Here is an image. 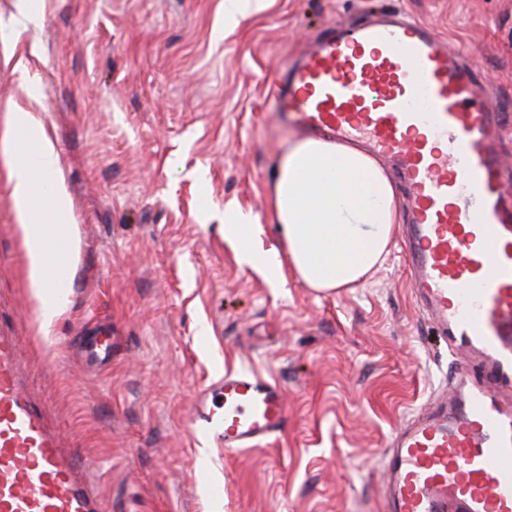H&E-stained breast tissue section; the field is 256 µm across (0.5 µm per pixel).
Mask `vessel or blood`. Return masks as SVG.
<instances>
[{
    "mask_svg": "<svg viewBox=\"0 0 512 512\" xmlns=\"http://www.w3.org/2000/svg\"><path fill=\"white\" fill-rule=\"evenodd\" d=\"M274 109L297 128L363 143L408 197L411 283L461 358L452 395L405 421L384 457L387 512H512V195L502 125L475 72L403 12L339 24L289 64ZM15 337L0 335V512H102L96 463L62 447L25 391ZM479 362L483 377L468 372ZM276 380L225 372L189 416L228 450L280 431Z\"/></svg>",
    "mask_w": 512,
    "mask_h": 512,
    "instance_id": "1",
    "label": "vessel or blood"
}]
</instances>
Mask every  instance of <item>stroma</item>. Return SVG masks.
<instances>
[{"label":"stroma","instance_id":"35a3bbf8","mask_svg":"<svg viewBox=\"0 0 512 512\" xmlns=\"http://www.w3.org/2000/svg\"><path fill=\"white\" fill-rule=\"evenodd\" d=\"M25 6L40 28L18 30ZM377 11L420 20L479 72L512 168V0H265L233 28L224 0H0V323L64 447L99 461L105 512H385L388 440L458 366L414 298L401 234L365 281L319 293L287 266L268 281L221 231L232 207L281 246L274 171L302 133L274 110L275 77L327 25ZM24 73L81 240L47 337L3 136ZM102 331L112 359L87 364ZM228 368L284 388L282 428L259 447L192 438L190 410Z\"/></svg>","mask_w":512,"mask_h":512}]
</instances>
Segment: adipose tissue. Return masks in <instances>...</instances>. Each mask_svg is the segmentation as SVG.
I'll return each mask as SVG.
<instances>
[{
  "mask_svg": "<svg viewBox=\"0 0 512 512\" xmlns=\"http://www.w3.org/2000/svg\"><path fill=\"white\" fill-rule=\"evenodd\" d=\"M8 131L19 152L10 174L17 234L35 320L46 336L68 309L80 239L70 222L72 201L58 151L39 113L12 105ZM270 210L284 250L260 247L254 218L237 210L224 212L225 238L267 279L278 280L287 265L307 286L327 292L359 283L380 264L398 201L375 158L347 144L305 137L278 160Z\"/></svg>",
  "mask_w": 512,
  "mask_h": 512,
  "instance_id": "obj_1",
  "label": "adipose tissue"
}]
</instances>
